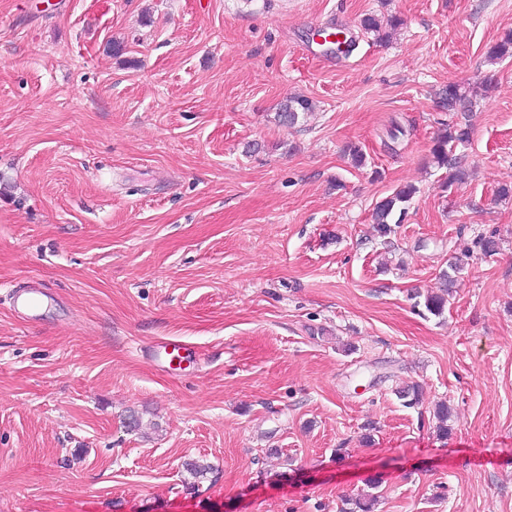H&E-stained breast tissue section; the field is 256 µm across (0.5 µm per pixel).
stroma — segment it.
<instances>
[{
    "mask_svg": "<svg viewBox=\"0 0 512 512\" xmlns=\"http://www.w3.org/2000/svg\"><path fill=\"white\" fill-rule=\"evenodd\" d=\"M510 32L512 0H0V512H344L376 473L373 512H512ZM484 80L445 187L438 94ZM312 102L306 97H294L286 100L280 107L278 119L283 124L295 125L299 119L311 112ZM415 192L412 186L403 187L395 190L375 205L373 222L380 236H387L392 232L390 224H397V221L393 222L395 213L399 211L402 215L405 212L406 206L413 199ZM45 295L40 288H19L11 295L13 312L24 320L35 323L41 320Z\"/></svg>",
    "mask_w": 512,
    "mask_h": 512,
    "instance_id": "1",
    "label": "stroma"
}]
</instances>
